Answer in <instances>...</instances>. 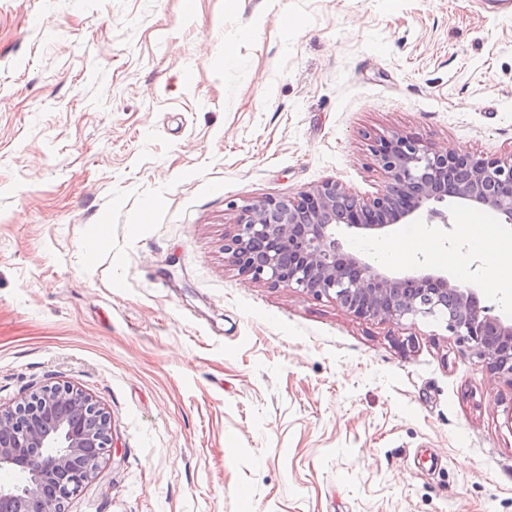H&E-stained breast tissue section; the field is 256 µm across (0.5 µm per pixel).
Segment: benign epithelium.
I'll list each match as a JSON object with an SVG mask.
<instances>
[{
	"label": "benign epithelium",
	"instance_id": "1",
	"mask_svg": "<svg viewBox=\"0 0 512 512\" xmlns=\"http://www.w3.org/2000/svg\"><path fill=\"white\" fill-rule=\"evenodd\" d=\"M371 151L388 179L372 202L326 180L297 198L248 204L225 254L257 282L333 300L358 318L443 322L459 346L512 383L511 316L478 289L424 266L390 275L336 238L341 226L372 238L422 216L446 228L450 204L490 211L511 224L512 157L444 153L400 133L375 139ZM111 448L109 414L68 385H46L12 408L0 407V470L30 469L25 487L0 485V512H65ZM37 455L49 465L32 467Z\"/></svg>",
	"mask_w": 512,
	"mask_h": 512
}]
</instances>
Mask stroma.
Masks as SVG:
<instances>
[{
	"mask_svg": "<svg viewBox=\"0 0 512 512\" xmlns=\"http://www.w3.org/2000/svg\"><path fill=\"white\" fill-rule=\"evenodd\" d=\"M512 154V0H0V405L114 450L65 512H512V384L224 255L370 136Z\"/></svg>",
	"mask_w": 512,
	"mask_h": 512,
	"instance_id": "stroma-1",
	"label": "stroma"
}]
</instances>
